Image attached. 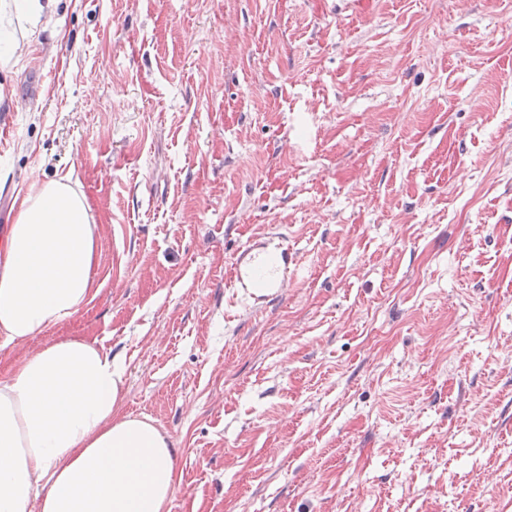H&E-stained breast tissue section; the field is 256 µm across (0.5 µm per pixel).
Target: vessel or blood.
<instances>
[{
	"mask_svg": "<svg viewBox=\"0 0 512 512\" xmlns=\"http://www.w3.org/2000/svg\"><path fill=\"white\" fill-rule=\"evenodd\" d=\"M296 265L288 245L267 238L252 241L237 252L231 286L235 292L262 303L282 297Z\"/></svg>",
	"mask_w": 512,
	"mask_h": 512,
	"instance_id": "obj_1",
	"label": "vessel or blood"
}]
</instances>
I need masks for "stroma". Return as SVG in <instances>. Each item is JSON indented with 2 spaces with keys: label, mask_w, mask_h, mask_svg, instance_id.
Masks as SVG:
<instances>
[{
  "label": "stroma",
  "mask_w": 512,
  "mask_h": 512,
  "mask_svg": "<svg viewBox=\"0 0 512 512\" xmlns=\"http://www.w3.org/2000/svg\"><path fill=\"white\" fill-rule=\"evenodd\" d=\"M0 237L73 170L94 291L0 350L124 356L169 512H512V0H58L0 16ZM279 234L282 298L228 288Z\"/></svg>",
  "instance_id": "1"
}]
</instances>
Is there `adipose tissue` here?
I'll list each match as a JSON object with an SVG mask.
<instances>
[{
	"mask_svg": "<svg viewBox=\"0 0 512 512\" xmlns=\"http://www.w3.org/2000/svg\"><path fill=\"white\" fill-rule=\"evenodd\" d=\"M99 240L70 174H31L0 248V349L87 303ZM125 387L123 361L80 339L0 379V512H168L177 450L151 418L120 413Z\"/></svg>",
	"mask_w": 512,
	"mask_h": 512,
	"instance_id": "obj_1",
	"label": "adipose tissue"
}]
</instances>
